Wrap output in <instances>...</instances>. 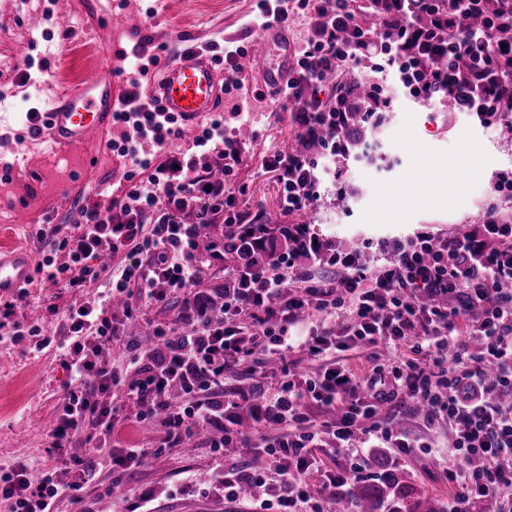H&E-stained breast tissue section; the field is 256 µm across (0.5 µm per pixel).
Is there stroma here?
Here are the masks:
<instances>
[{"instance_id": "obj_1", "label": "stroma", "mask_w": 512, "mask_h": 512, "mask_svg": "<svg viewBox=\"0 0 512 512\" xmlns=\"http://www.w3.org/2000/svg\"><path fill=\"white\" fill-rule=\"evenodd\" d=\"M102 2L0 0V59L12 61L0 70V161L23 163L26 170L23 177L0 180V226H10L9 242L27 245L38 263L49 252L36 236L39 229L71 224L86 204L109 207L127 183L123 161L108 147L112 132L86 150L47 155L31 140L30 113L43 111L49 95L87 76L112 75L117 92H125L116 55L135 42H145L157 57L148 74L153 80L183 34H192L200 47L214 41L247 47L262 31L256 0H128L108 13ZM237 63L248 94L225 98L224 107L248 111L255 130L254 137L243 138L234 166L236 180L246 187L238 205L260 212L266 223L311 224L325 239L363 248L381 237L412 235L424 225L452 234L481 221L496 204L489 193L492 175L512 170L511 136L467 113L422 106L398 92L383 125L366 136L374 149L371 161L346 169V199L337 201L330 185L316 209L285 212L277 175L264 168L263 159L287 150L296 130L288 112L262 99L265 86L250 57ZM466 144L477 152L479 171L459 184L454 164ZM86 154L93 157L89 170L81 165ZM33 183L40 185L41 196L31 195ZM74 298L70 289L44 287L40 274H33L15 326L0 329V475L22 462L32 475L51 468L62 482H78L59 512H80L91 502L111 503L112 512H237L238 503L224 497V462L201 440L151 454L119 478L109 462L98 461L91 445L69 448L62 458L50 453V426L71 382L58 345L66 338L65 314ZM33 326L53 338V345L37 348L36 337L27 333ZM18 328L23 337L15 336ZM370 456L373 482L390 473L404 478L409 491L402 512H419L418 503L428 498L446 502L455 492L430 455L404 457L391 448H374ZM90 460L96 468L78 480L80 463Z\"/></svg>"}]
</instances>
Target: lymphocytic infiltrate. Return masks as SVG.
Masks as SVG:
<instances>
[{
	"label": "lymphocytic infiltrate",
	"mask_w": 512,
	"mask_h": 512,
	"mask_svg": "<svg viewBox=\"0 0 512 512\" xmlns=\"http://www.w3.org/2000/svg\"><path fill=\"white\" fill-rule=\"evenodd\" d=\"M262 17L287 29L295 10L305 11L312 35L300 47L285 88L270 87L276 108L289 112L309 149L264 159L276 172L281 206L294 212L315 208L326 169L342 178L351 155L352 116L379 124L392 102V85L424 103L452 102L486 127L512 134V0H260ZM376 19L359 23V12ZM481 26H467L470 18ZM355 72L368 78L364 100L348 102L331 75ZM147 64L132 66L128 90L112 114L113 126L135 138L113 147L129 159L128 187L109 210L82 206L74 223L39 230L61 265L43 260L44 278L80 292L109 274L103 257L120 258L109 274L113 296L138 294L141 308L116 316L105 308L75 304L67 320L73 341L64 364L75 384L52 430L54 449L64 454L78 436L96 441L113 469L132 471L149 451L116 444L119 423L157 421L160 449L173 450L194 437L196 424L215 429L207 445L255 449L260 463L224 466V496L238 500L244 488L265 487L270 495L246 503L244 512H330L352 481L369 468L363 443L376 440L399 454L413 455L426 441L396 424L401 400L422 410L426 425L446 423L452 435L441 461L456 484L443 512H512V171L494 175L490 189L502 203L475 230L446 235L422 227L407 238H382L374 266L358 254L328 251L307 224H269L260 214L238 209L244 186L231 182V160L239 142L226 131L223 115L210 118L194 139L196 150L175 149L183 136L178 119L162 111L141 88ZM154 146L147 153L140 142ZM224 213V235L201 250L200 225ZM298 248H288V241ZM223 265L232 282L219 298L198 290L204 268ZM182 300L168 323L154 324L149 343L126 335L122 321L144 318L148 308ZM224 316L211 321V310ZM483 347L470 353L458 336L459 322ZM121 341L125 370L94 360L103 345ZM413 345L427 362L403 359ZM302 350L314 368L284 375L255 409L259 424L246 434L225 420L230 404L224 382L247 370L266 375L265 359H286ZM365 356L370 378L358 377L345 353ZM510 394V402L463 400L461 379ZM181 387V402L170 389ZM123 389L125 401L114 400ZM339 457L337 470L314 468L313 449ZM320 487L311 494L310 484ZM67 493L53 472L31 477L17 466L0 478V497L13 512H57Z\"/></svg>",
	"instance_id": "f902f5d3"
}]
</instances>
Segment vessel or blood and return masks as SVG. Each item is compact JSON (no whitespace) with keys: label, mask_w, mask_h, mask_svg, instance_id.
Instances as JSON below:
<instances>
[{"label":"vessel or blood","mask_w":512,"mask_h":512,"mask_svg":"<svg viewBox=\"0 0 512 512\" xmlns=\"http://www.w3.org/2000/svg\"><path fill=\"white\" fill-rule=\"evenodd\" d=\"M296 48L286 33L268 26L251 44L255 70L265 85L281 84L295 58ZM226 77L210 51L186 46L161 68L154 92L164 111L181 122L186 136H193L201 120L220 110ZM112 80L107 76L85 78L57 96L48 111L35 114V138L58 148H78L92 143L112 123L115 105ZM30 258L26 250L0 246V293L30 286Z\"/></svg>","instance_id":"obj_1"}]
</instances>
